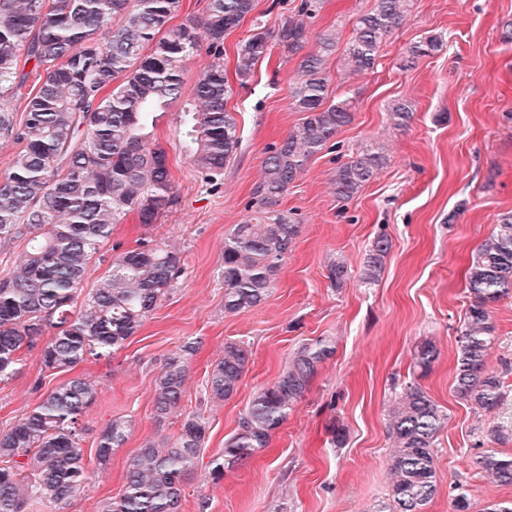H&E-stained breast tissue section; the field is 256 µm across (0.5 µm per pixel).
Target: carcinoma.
I'll return each instance as SVG.
<instances>
[{
	"mask_svg": "<svg viewBox=\"0 0 512 512\" xmlns=\"http://www.w3.org/2000/svg\"><path fill=\"white\" fill-rule=\"evenodd\" d=\"M321 0H301L270 36L263 25L239 49L236 75L249 80L255 64L275 41L289 56H300L301 78L290 85L293 108L303 114L267 150L263 178L254 190L259 209L224 238V312L239 314L268 296L300 225L273 210L279 199L344 126L351 123V97H331L326 66L336 53L334 30L306 50ZM413 0H375L345 43L341 61L353 76L372 72L386 37ZM183 0H0V138L21 145L10 171L0 179V240L24 242L12 274L0 279V382L12 378L26 356L40 348L47 370H71L88 357L108 356L134 335L182 273L178 255L158 244L112 258V275L84 290L90 261L112 235V225L134 214L154 224L175 202L165 150L148 137L155 113L181 98L185 61L207 43L210 61L187 100L186 152L192 164L216 181L239 144L237 124L226 110L230 93L224 76V35L254 9V0H206L201 17L171 24ZM430 35L412 44L400 64L409 70L441 50ZM33 63L30 71L26 64ZM35 76L23 123L14 122L5 96ZM410 103L389 109L393 128H407ZM388 162L380 147H359L336 167L334 193L352 199ZM391 244L378 237L364 260V280H378ZM472 301L458 337L455 393L492 412L504 398L500 375L488 370L495 343L491 304L512 294V214L498 218L481 242L468 270ZM49 328L55 334L38 344ZM196 343L186 341L168 356L155 378L157 420L179 410L187 378V357ZM335 345L317 339L301 346L288 367L262 388L212 460L219 480L228 467L244 466L268 447L304 396ZM243 341L224 344L206 385L213 400L237 393L249 363ZM439 357L426 340L413 353V371L426 376ZM94 386L74 377L0 432V512H24L32 500L46 499L66 512L88 463L75 433L77 417L93 402ZM446 414L416 382L406 385L388 411L395 438L389 465V512H426L437 490L433 443ZM209 426L200 413L187 415L179 434L148 440L129 461L122 495L102 512H182L184 486L194 472ZM127 423L114 419L96 449L105 464L126 439ZM483 471L512 484V455L493 448L477 459Z\"/></svg>",
	"mask_w": 512,
	"mask_h": 512,
	"instance_id": "cac0c4a2",
	"label": "carcinoma"
}]
</instances>
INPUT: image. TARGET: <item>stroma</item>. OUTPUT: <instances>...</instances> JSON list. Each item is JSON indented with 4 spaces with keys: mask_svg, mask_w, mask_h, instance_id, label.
Returning <instances> with one entry per match:
<instances>
[{
    "mask_svg": "<svg viewBox=\"0 0 512 512\" xmlns=\"http://www.w3.org/2000/svg\"><path fill=\"white\" fill-rule=\"evenodd\" d=\"M301 0H255L253 11L224 36V68L232 92L226 103L240 142L224 175L208 183L184 152L182 100L159 113L154 137L166 150L176 202L153 224L127 216L93 256L86 288L112 272L115 249L138 239L167 245L184 263L177 288L158 302L137 332L110 356L88 358L73 371L43 369L30 353L8 383L0 384V431L25 416L42 397L82 377L96 395L78 419L80 445L90 465L87 480L67 512H101L124 489L129 460L145 441L178 435L186 414L201 413L209 429L191 479L183 512H388V465L393 439L387 411L407 382L420 386L448 419L434 447L437 491L427 512H453L467 491L470 512L511 502L512 485L484 475L476 459L491 443L488 426L512 430V295L492 306L496 341L489 370L502 373L506 397L490 413L455 393L458 336L471 296L467 273L499 214L512 212V42L500 29L512 19V0H414L387 37L376 69L352 77L337 58L328 67L334 95L353 98L354 119L337 134L333 149L314 156L282 196L277 211L300 224L268 297L231 315L224 311V238L243 223L254 203L271 144L280 142L302 115L289 84L300 76L298 57L272 48L255 65L246 85L235 81L237 51L256 22L274 28ZM373 0H323L312 34L338 31L348 39ZM428 35L443 47L405 71L408 47ZM411 103L414 119L400 132L388 108ZM373 143L388 165L351 200L333 193L337 166L360 145ZM391 249L379 282L364 283L363 261L378 236ZM344 262L347 280L328 279L331 262ZM319 338L332 340L335 355L323 363L304 397L295 403L268 448L247 464L210 475V462L253 396L274 381L294 352ZM435 343L439 358L422 379L411 374L416 345ZM198 350L188 362L182 407L164 420L153 415L154 379L164 359L184 342ZM229 341L248 344L252 355L237 393L212 401L205 390L211 364ZM128 423L124 444L106 467L94 461L98 437L114 418ZM346 441L334 443L335 425Z\"/></svg>",
    "mask_w": 512,
    "mask_h": 512,
    "instance_id": "1",
    "label": "stroma"
}]
</instances>
